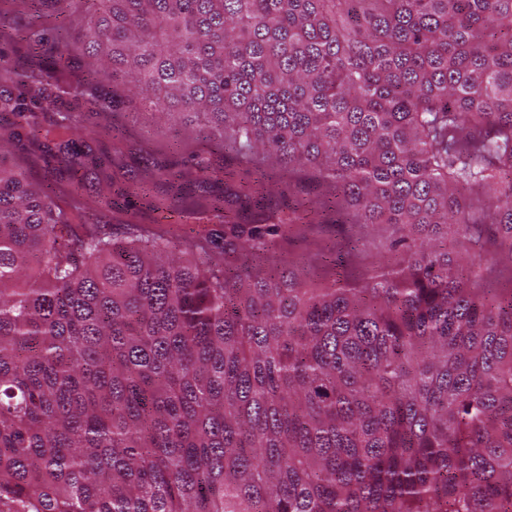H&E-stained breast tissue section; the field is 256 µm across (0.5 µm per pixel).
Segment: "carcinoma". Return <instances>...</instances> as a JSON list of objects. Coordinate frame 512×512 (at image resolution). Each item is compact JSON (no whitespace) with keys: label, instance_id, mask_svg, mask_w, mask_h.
<instances>
[{"label":"carcinoma","instance_id":"obj_1","mask_svg":"<svg viewBox=\"0 0 512 512\" xmlns=\"http://www.w3.org/2000/svg\"><path fill=\"white\" fill-rule=\"evenodd\" d=\"M84 75L0 65V512H512V0H86ZM144 108L264 174L304 171L361 228L362 285L261 269L277 219L116 236L73 98ZM56 157L66 200L5 152ZM203 189L220 172L199 155ZM392 229L374 226L363 233L365 247L354 257L347 268V279L351 284H361L365 275L375 268L387 255Z\"/></svg>","mask_w":512,"mask_h":512}]
</instances>
